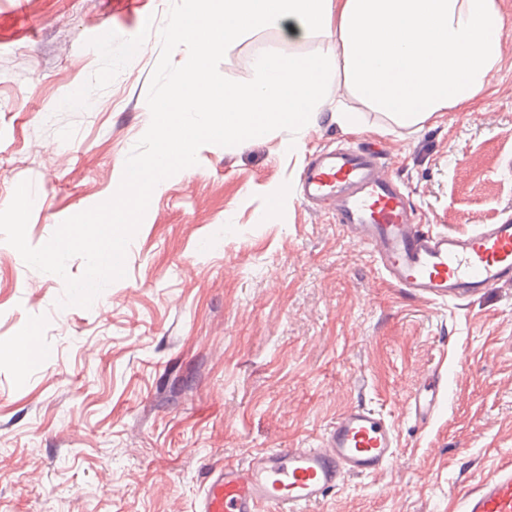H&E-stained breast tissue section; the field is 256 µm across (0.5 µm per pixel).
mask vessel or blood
Instances as JSON below:
<instances>
[{
    "instance_id": "b4317fda",
    "label": "vessel or blood",
    "mask_w": 512,
    "mask_h": 512,
    "mask_svg": "<svg viewBox=\"0 0 512 512\" xmlns=\"http://www.w3.org/2000/svg\"><path fill=\"white\" fill-rule=\"evenodd\" d=\"M299 193L313 210L328 208L411 296L465 301L512 288V219L467 232L433 230L379 149L323 147L305 166ZM439 394V378L431 376L413 396L410 413L427 419ZM399 446L386 416L354 406L337 415L315 446L260 450L209 470L195 512H306L345 479L383 472ZM462 512H512V465L497 467L466 493Z\"/></svg>"
}]
</instances>
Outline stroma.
Listing matches in <instances>:
<instances>
[{
	"label": "stroma",
	"instance_id": "stroma-1",
	"mask_svg": "<svg viewBox=\"0 0 512 512\" xmlns=\"http://www.w3.org/2000/svg\"><path fill=\"white\" fill-rule=\"evenodd\" d=\"M171 4L0 0V208L36 187L31 246L116 192L150 123ZM496 6L498 60L462 105L399 127L340 78L308 130L202 146L152 195L126 277L90 308L58 307L63 277L0 239V512H195L208 468L315 445L364 404L394 421L397 460L307 512H460L512 463V289L408 295L295 192L316 149L370 144L431 228L512 218V0ZM318 46L284 18L233 42L219 71L248 81L261 53ZM340 104L362 131L336 125ZM34 320L51 358L29 368L14 346ZM437 366L447 389L422 421L409 400Z\"/></svg>",
	"mask_w": 512,
	"mask_h": 512
}]
</instances>
